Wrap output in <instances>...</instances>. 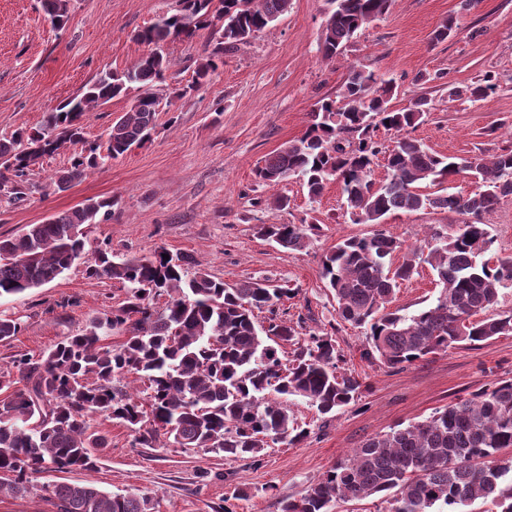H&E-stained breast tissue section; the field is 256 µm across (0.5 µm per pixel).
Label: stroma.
Returning a JSON list of instances; mask_svg holds the SVG:
<instances>
[{
	"mask_svg": "<svg viewBox=\"0 0 512 512\" xmlns=\"http://www.w3.org/2000/svg\"><path fill=\"white\" fill-rule=\"evenodd\" d=\"M175 5L176 0H69L67 24L57 30L41 0H0V139L38 128L46 112L76 96L97 73L132 66L145 51L135 33ZM326 9L327 0H292L287 14L226 53L209 81L183 98L177 92L191 82L210 32L169 43L171 67L154 85L162 104L149 141L88 170L64 192L57 190L54 175L70 166L82 144L66 143L43 156L28 173L23 201L0 196V236L19 235L27 225L89 198L112 201L108 218L87 227V251L188 254L230 286L268 280L298 289L285 303L289 319L302 320L306 332L334 331L345 368L365 384L361 396L328 422L305 401L290 400L308 437L290 448L269 445L254 459L195 448H136L125 426L101 421L97 428L109 445L96 450L95 469L57 472L54 480L90 481L112 493L137 489L153 499L154 512H218L239 489L248 497L236 501L235 512H280V499L298 496L367 438L512 378V335L459 345L400 371L366 359L362 329L340 321L321 278L322 260L340 239L380 228L419 245L430 230L449 232L459 215L395 212L379 228L356 224L338 183H328L312 200L302 181L269 187L253 175L261 158L301 136L313 105L337 95L354 66L393 81L396 107L421 94L430 98L431 109L413 135L438 154L512 149V0H480L470 10L462 0H394L386 15L329 60L318 50ZM451 17L456 34L434 42L433 31ZM487 75L497 88L486 100L449 98V88L474 85ZM136 96L131 90L84 113L86 140L100 139ZM276 194L288 195V209L270 207ZM274 223L315 224L319 230L295 251L258 236L259 225ZM437 292L430 266L422 264L401 283L392 306L412 313ZM125 297L120 284L88 276L80 263L47 285L0 298V313L23 321L18 336L0 343V368L15 354L39 355Z\"/></svg>",
	"mask_w": 512,
	"mask_h": 512,
	"instance_id": "1",
	"label": "stroma"
}]
</instances>
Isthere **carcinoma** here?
<instances>
[{
  "mask_svg": "<svg viewBox=\"0 0 512 512\" xmlns=\"http://www.w3.org/2000/svg\"><path fill=\"white\" fill-rule=\"evenodd\" d=\"M393 0H328L320 51L331 59L368 24L388 13ZM291 0H178L134 39L148 47L130 68L102 71L82 92L49 112L39 129L0 140V192L25 195L31 166L64 142H83V113L139 84L136 104L55 176L62 191L89 169L142 146L155 127L161 101L150 92L171 67L166 45L211 29L194 82L183 97L224 64V53L248 41L288 13ZM52 24L68 19V0H43ZM495 90L493 78L466 89L474 101ZM392 84L375 71L351 68L339 97H325L309 113L303 134L281 144L254 169L256 182L276 186L303 180L311 199L338 181L353 221L380 224L391 212L426 209L462 216L452 233H430L406 246L383 231L342 239L322 261L321 277L336 301L338 318L364 330L365 357L402 370L449 348L512 335V309H500V290L512 288V256L485 257L493 243L484 216L512 196V150L466 157L440 155L411 135L428 110L420 96L406 108L391 106ZM396 133L393 149L375 139L379 128ZM385 155L389 177L376 183L372 166ZM474 180L478 190L460 195L443 186L447 177ZM441 185L423 193L419 184ZM112 202L87 199L29 224L15 237H0V297L44 286L76 262L86 273L119 283L123 303L64 337L38 359L19 354L0 371V494L40 491L56 512H154L137 490L112 494L89 482H43L48 472L92 471L94 448L108 446L92 429L100 416L125 425L143 448H197L205 454L252 459L269 443L295 445L308 436L288 411L301 399L331 420L356 402L364 382L340 371L343 355L329 333L300 335L280 305L298 290L262 281L233 287L188 255L119 257L106 248L86 250V227L109 215ZM316 224H263L261 238L291 250L304 249ZM404 252L402 262L394 256ZM435 272V301L412 314L387 305L400 282L420 263ZM167 295L163 310L154 299ZM268 316L258 319V314ZM22 330L17 316H0V342ZM123 337L116 345L105 340ZM293 346L282 359V343ZM133 375L144 388L132 390ZM23 387H18V384ZM512 379L445 408L427 419L398 425L369 438L337 460L297 497L281 500V512H335L338 502L380 496L383 512H461L483 499L512 512Z\"/></svg>",
  "mask_w": 512,
  "mask_h": 512,
  "instance_id": "cac0c4a2",
  "label": "carcinoma"
}]
</instances>
